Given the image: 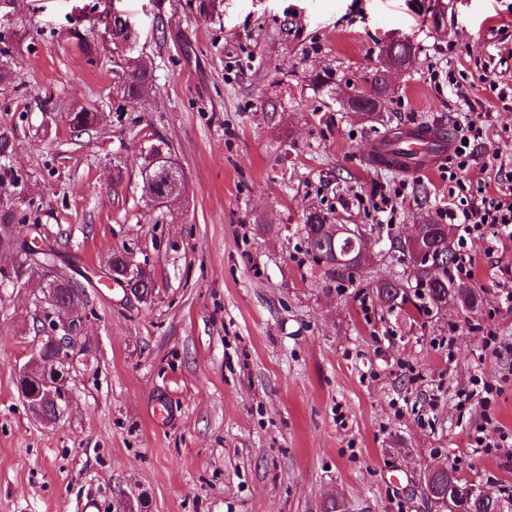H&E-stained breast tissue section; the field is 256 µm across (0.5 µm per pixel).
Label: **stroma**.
I'll use <instances>...</instances> for the list:
<instances>
[{"mask_svg": "<svg viewBox=\"0 0 512 512\" xmlns=\"http://www.w3.org/2000/svg\"><path fill=\"white\" fill-rule=\"evenodd\" d=\"M115 12L153 75L136 101L104 32ZM391 35L417 51L391 75L382 119L343 109ZM0 58L14 73L0 85V170L13 171L0 190L30 202L90 297L69 410L44 425L14 385L39 336L40 283L0 287V512H82L90 498L97 512L126 499L144 512H432L418 483L437 463L512 491V447L473 442L488 421L512 433V381L490 409L458 403L474 379L512 372V310L495 295L512 281V240L491 228L493 251L473 246L477 307L390 312L374 282L404 269L391 242L436 218L448 180L369 161L391 131L450 133L462 112L491 110L479 160L512 170V102L479 81L512 82V0H0ZM80 106L101 114L82 133ZM160 138L187 182L163 208L135 164ZM379 193L394 223L373 208ZM310 211L367 234L373 262L353 282L307 254ZM115 252L150 272V302L108 288Z\"/></svg>", "mask_w": 512, "mask_h": 512, "instance_id": "obj_1", "label": "stroma"}]
</instances>
